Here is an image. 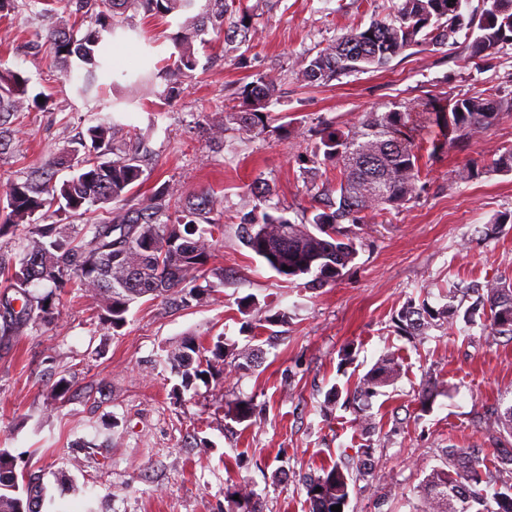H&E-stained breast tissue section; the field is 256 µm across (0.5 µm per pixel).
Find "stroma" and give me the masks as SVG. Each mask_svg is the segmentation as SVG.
Instances as JSON below:
<instances>
[{"label": "stroma", "mask_w": 512, "mask_h": 512, "mask_svg": "<svg viewBox=\"0 0 512 512\" xmlns=\"http://www.w3.org/2000/svg\"><path fill=\"white\" fill-rule=\"evenodd\" d=\"M17 2L0 18V65L25 72L32 92L49 102L11 117L17 145L0 152V192L62 155L100 118L49 48L33 44L40 24L26 0ZM244 2L256 11L246 63L212 38L198 50L201 68L183 78L180 99L168 105L158 94L181 18L138 14L134 30L105 41L107 97L125 102L112 119L135 128L148 148L142 188L167 186L177 199L214 195L224 234L209 267L223 272L224 284L184 307L142 298L117 331L92 320L96 298L73 284L56 300L51 321L0 335V448L14 457L17 474L39 478L43 512L55 504L62 512H228L241 484L263 512H309L303 477L366 445L373 469L352 484L345 512H419L413 490L442 466L447 449L512 448V434L495 439L482 431L512 406V338L491 335L479 317L432 328L416 341L398 335L394 323L408 301L438 309L450 290L492 277L512 281V173L489 169L502 147H512V114L476 136L467 152L428 162L429 189L419 200L399 212L368 213L352 226L358 256L337 284L307 288L277 274L243 244L238 224L260 182L286 217L309 218L325 172L300 162L302 130L345 129L363 112L428 97H512V46L480 59L461 35L437 50L411 47L384 70L306 86L296 79L301 59L387 16L396 0ZM148 56L163 67L151 90L135 78ZM269 71L278 91L265 131L211 142L208 128L222 119L225 98ZM282 124L289 138H282ZM467 163L475 175L458 181L456 171ZM248 296L257 309L240 312ZM283 311L287 322L265 323ZM218 335L255 350L254 367L221 362L207 381L179 388L162 363L167 349ZM386 354L401 371L372 398L376 429L368 432L352 409L326 406L325 397ZM62 380L65 396L51 400ZM428 381L437 391L425 410L418 392ZM238 398L253 400L251 420L228 416Z\"/></svg>", "instance_id": "obj_1"}]
</instances>
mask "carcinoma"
I'll use <instances>...</instances> for the list:
<instances>
[{
  "mask_svg": "<svg viewBox=\"0 0 512 512\" xmlns=\"http://www.w3.org/2000/svg\"><path fill=\"white\" fill-rule=\"evenodd\" d=\"M196 0H66L68 15L38 12L53 20L47 42L64 75L76 81L77 94L86 101L105 100L99 72L106 68L102 43L119 28H130L127 12L165 19L189 15ZM87 28H82L84 22ZM213 30L223 36L224 49L235 52L250 42L249 8L228 0H207L204 15L189 16L172 37L177 50L174 69L164 100L183 92L181 78L195 71L200 61L194 42L205 41ZM474 37V55L488 59L507 44L512 45V0H481L470 8V0H400L394 12L355 28L337 41L319 47L302 62L298 78L306 84L325 85L355 72L378 71L389 66L405 50L425 43L441 47L460 32ZM31 79L20 70L0 68V150L11 145L14 133L7 127L10 115L39 102L43 93L31 94ZM277 85L271 73L239 88L224 113L236 116L238 138L251 139L262 133L259 121L268 113ZM421 113L437 134L428 140L430 152L421 153L413 114ZM512 114V98L475 93L457 99L427 102L405 101L387 112H364L349 130L325 126L314 131L311 162L336 170L334 190L314 198L312 218L296 224L269 204L270 189L259 187L258 204L242 215L243 243L275 272L290 279H303L307 286H323L341 279L343 270L358 255L349 237L348 225L359 224L365 214L386 207L398 209L416 201L426 188L423 158L430 160L446 150L463 152L471 139L492 127L503 115ZM112 158H107V155ZM143 156L119 136L108 117L87 129L67 152L52 160L50 168L23 182H12L0 207V235L36 213L45 211L66 217H83L97 206L101 216L85 224L76 236L58 224H31L22 245L19 267L0 261V330H17L54 315L53 296L73 280L100 301L95 319L114 329L126 322L130 305L144 296L163 297L170 291L195 299L206 268L215 234L224 225L211 217L216 200L201 192L175 205L166 201L168 191L142 194L134 208L114 207L143 183ZM71 175L57 183L55 168ZM289 270H283V267ZM42 282L50 291L38 298L29 287ZM476 300L467 313L478 311L486 318L492 335L512 336V285L488 280L472 289ZM20 303L14 309L13 303ZM458 307L453 298L438 310L408 302L398 312L400 329L410 336L425 334L430 321L439 319L452 327ZM211 356H206V353ZM231 359L238 370H247L252 354L237 349L220 335L204 347L189 338L169 350L165 364L188 388L202 375H212V362ZM400 374L391 355L384 356L359 379L346 399L364 413L379 388L392 384ZM254 403L236 401L229 414L238 422L252 418ZM365 464L353 467L335 464L306 479L304 488L312 512H331L346 505L350 484L365 478ZM483 473L475 451L453 449L442 466L433 469L414 489V494L435 505L436 512H512V483L503 484L487 496L479 486ZM232 512H261L254 493L243 485L235 491ZM40 490L32 481H19L12 455L0 449V512H37Z\"/></svg>",
  "mask_w": 512,
  "mask_h": 512,
  "instance_id": "1",
  "label": "carcinoma"
}]
</instances>
